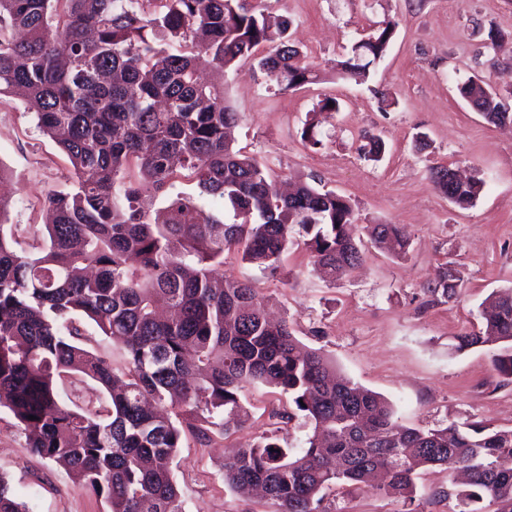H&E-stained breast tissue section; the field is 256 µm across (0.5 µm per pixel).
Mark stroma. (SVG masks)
Wrapping results in <instances>:
<instances>
[{"instance_id": "stroma-1", "label": "stroma", "mask_w": 512, "mask_h": 512, "mask_svg": "<svg viewBox=\"0 0 512 512\" xmlns=\"http://www.w3.org/2000/svg\"><path fill=\"white\" fill-rule=\"evenodd\" d=\"M253 2L291 20L293 42L323 78L281 91L261 72L227 71L224 92L240 116L236 146L266 162L278 179L321 184L350 197L358 225H399L409 247L399 257L367 248L358 269L330 284L297 247L284 256L290 278L244 265L232 254L224 259V274L253 279L301 343L387 398L399 423L512 429V382L501 384L491 363L497 346L456 348L459 337L480 332L486 297L512 287V123L488 124L459 93L475 77L500 88L512 80V0ZM385 19L396 28L383 61L365 80L336 79V62ZM492 29L501 34L493 45L487 41ZM383 92L395 100L386 109ZM327 97L340 101V111H318ZM312 117L323 139L316 152L300 137ZM363 134L385 140L379 161L359 156ZM436 166L482 179L480 196L465 209L451 204L429 180ZM0 169L8 177L7 221L22 239L31 225L43 224L47 193L73 182L67 156L42 135L18 96L0 102ZM444 265L454 272L457 293L437 302L426 286ZM240 404V422L226 434L212 429L210 446H201L196 430L183 429L172 463L183 512H271L266 499L225 485L224 459L268 431L271 412L288 406V397L255 385ZM0 475L29 512H110L105 498L33 454L4 407ZM458 488L447 473L429 471L418 478L412 502L375 486H347L326 491L322 506L325 512H459Z\"/></svg>"}]
</instances>
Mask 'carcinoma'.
I'll list each match as a JSON object with an SVG mask.
<instances>
[{
	"instance_id": "1",
	"label": "carcinoma",
	"mask_w": 512,
	"mask_h": 512,
	"mask_svg": "<svg viewBox=\"0 0 512 512\" xmlns=\"http://www.w3.org/2000/svg\"><path fill=\"white\" fill-rule=\"evenodd\" d=\"M290 27L247 0H0V99L23 96L74 174L71 190L48 193V220L27 249L14 247L0 198V407L34 454L106 495L111 512H182L171 469L179 425L209 442L196 423L218 418L229 430L256 383L288 394L311 423L299 448L282 447L276 428L224 461V482L262 486L274 512H322L324 490L376 472L384 491L412 502L428 468L469 472L460 512H482L486 498L512 512V429L401 425L385 397L336 373L287 320L272 323L270 300L250 280L218 275L233 251L290 277L282 256L296 233L327 282L363 260L349 198L309 184L282 194L267 164L227 138L239 115L224 98V72L240 60L282 90L320 79ZM394 32L380 22L336 62V78H366ZM461 94L490 123L512 119L511 88L472 79ZM301 139L323 146L315 119ZM430 179L459 208L483 186L448 188L444 166ZM183 180L199 194L170 195ZM208 196L224 199L234 221L207 211ZM364 230L394 255L408 249L396 224ZM455 288L444 266L428 292L450 299ZM486 303L482 332L457 349L512 343V288ZM87 323L121 347L120 365L91 346ZM492 366L512 379V346ZM73 374L94 381L106 403L66 405L59 383ZM0 512H29L2 476Z\"/></svg>"
}]
</instances>
